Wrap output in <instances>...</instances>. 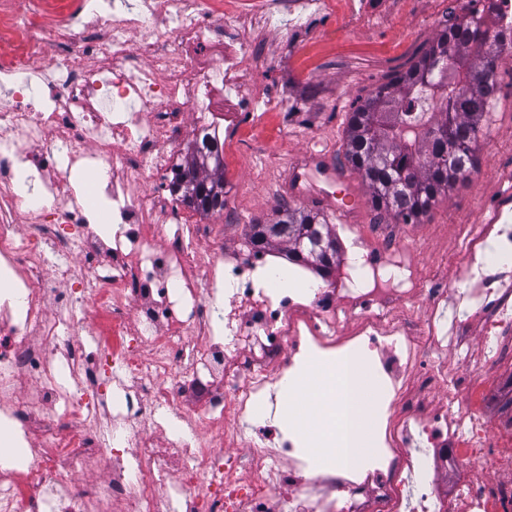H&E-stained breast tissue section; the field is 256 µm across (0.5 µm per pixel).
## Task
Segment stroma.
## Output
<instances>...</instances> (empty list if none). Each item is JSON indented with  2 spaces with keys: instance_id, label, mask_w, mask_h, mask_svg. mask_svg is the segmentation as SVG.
Instances as JSON below:
<instances>
[{
  "instance_id": "stroma-1",
  "label": "stroma",
  "mask_w": 512,
  "mask_h": 512,
  "mask_svg": "<svg viewBox=\"0 0 512 512\" xmlns=\"http://www.w3.org/2000/svg\"><path fill=\"white\" fill-rule=\"evenodd\" d=\"M378 19L356 17L350 0H334L333 15L309 36L251 31L247 37L260 48L247 65L252 90L277 95L283 110L296 113L298 125L283 131L278 113L244 119L224 133L225 214H209L207 224L224 225V241L246 247L250 224L271 218L284 205L311 210L313 196L322 192L324 176L309 169L303 192L289 187L291 166L309 152H326L345 187L362 200L350 221L335 213L325 217L338 253H345L353 232L370 224H387L419 244L413 261L420 276H428L436 254L448 256L449 266L462 263L459 236L465 225L483 223L490 202L500 201L512 212V83L498 92L482 123L478 164L449 197L440 199L419 223L405 224L393 215L374 211L366 183L345 159L350 112L380 84L406 70L440 30L438 20L451 0H387ZM232 226H225L226 218Z\"/></svg>"
}]
</instances>
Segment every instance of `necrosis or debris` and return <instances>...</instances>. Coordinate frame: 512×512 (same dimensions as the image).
Segmentation results:
<instances>
[{
  "mask_svg": "<svg viewBox=\"0 0 512 512\" xmlns=\"http://www.w3.org/2000/svg\"><path fill=\"white\" fill-rule=\"evenodd\" d=\"M89 2L0 12V428L27 452L0 454V512H275L284 490L288 512H512L499 473L512 422L480 414L512 346V279L484 252L512 257L511 224L466 238L481 362L452 373L465 322L445 316L448 280L418 277L405 236L357 233L335 285L264 288L270 248L225 247L223 228L166 195L187 129L271 107L245 81L240 21L298 33L331 0ZM24 164L37 191L19 186ZM103 169L106 237L72 186ZM343 349L374 355L388 412L376 458L315 475L288 439L240 452L277 374Z\"/></svg>",
  "mask_w": 512,
  "mask_h": 512,
  "instance_id": "4bbe7bcc",
  "label": "necrosis or debris"
}]
</instances>
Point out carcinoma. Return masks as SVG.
<instances>
[{"label":"carcinoma","mask_w":512,"mask_h":512,"mask_svg":"<svg viewBox=\"0 0 512 512\" xmlns=\"http://www.w3.org/2000/svg\"><path fill=\"white\" fill-rule=\"evenodd\" d=\"M506 40L512 43V33H494L483 19L465 14L351 112L346 157L366 182L372 209L413 224L475 168L481 121L502 63L499 46ZM186 168L179 179L186 183L184 201L204 214L224 211V169L196 158ZM272 223L285 230L269 234L257 221L250 225V242L283 243L293 258L310 259L321 269L334 262V249L327 256L299 247L303 236L335 241L325 218L285 206Z\"/></svg>","instance_id":"1"}]
</instances>
